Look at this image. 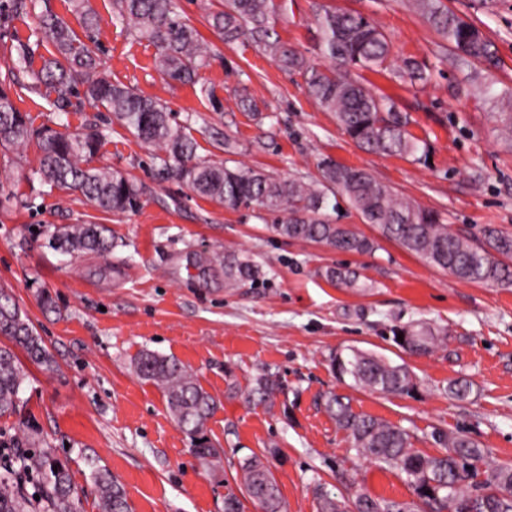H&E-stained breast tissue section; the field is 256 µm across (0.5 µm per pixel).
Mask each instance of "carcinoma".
<instances>
[{"mask_svg": "<svg viewBox=\"0 0 512 512\" xmlns=\"http://www.w3.org/2000/svg\"><path fill=\"white\" fill-rule=\"evenodd\" d=\"M415 8L448 41L455 60L496 66L499 60L492 43L471 21L448 10L442 0H413ZM80 18L83 33H78L62 17L47 10L40 18L35 38L48 39L55 53L43 60L40 69L32 68L28 43L15 46L13 63L27 70L29 88L46 87L55 93L52 105L68 112L85 104L104 109L137 139L164 153L163 171L167 177L185 183L198 196L226 209L242 207L279 216L271 225L277 235L323 244L337 251L371 253L375 241L347 224L331 219L336 211L332 199L343 198L363 221L380 234L398 243L427 264L448 272L459 281L512 285V233L486 224L474 240L448 229L441 213L423 208L398 195L372 174L325 159L320 163L321 180L281 178L237 164L201 161L196 158V143L186 127L171 121L167 107L114 82L98 69L95 50L86 40L94 39L100 18L87 0H69ZM115 15L138 39L155 49L154 64L167 79L194 85L200 69L210 65L213 46L190 21L177 11L176 0H113ZM36 7L35 0H0V31L8 32L12 20ZM286 3L275 0H223L222 9L213 11L203 2L210 27L225 43L247 40L279 67L299 73L309 96L323 110L332 112L347 136L369 152L427 158V143L408 130L410 117L390 96L377 94L353 72H381L388 67L391 44L387 35L370 18L360 14L320 6L316 22L320 31L319 50L330 66L306 61L288 47L276 30V16ZM398 77L416 85L428 81L427 67L406 59ZM37 140L40 180L52 188L76 192L87 202L105 211L123 213L140 205L145 187L128 174L110 167H91L105 135L96 125L75 133L50 128L35 129L6 88L0 87V146L22 150ZM100 224H68L51 235L53 249L63 256L90 253L112 256V239ZM258 270L247 256L224 260L227 283L252 281ZM331 280L344 288H364L353 272L331 270ZM393 334L403 335L397 346L410 354H427L442 340L440 331L425 321L399 327ZM0 335L10 345L0 346V416L12 413L25 373L14 349L23 350L35 363L53 366V356L36 335L27 316L16 305L8 289L0 287ZM142 380L162 390L178 427L193 440V451L210 463L218 449L205 433L206 423L216 409L214 398L197 382L192 370L173 356L149 350L133 360ZM331 368L339 379L351 386L389 394L410 395L417 387L408 368L369 351L351 349L331 358ZM283 390V383L260 375L248 390L256 404H267ZM326 409L336 426L345 431L347 452L363 456L382 469L396 470L416 497L397 502L368 494L340 500L318 483L314 492L323 512H512V464L504 463L486 471L477 480V465L483 449L466 434L437 432L435 440L443 452L427 456L414 449V436L381 418L353 410L348 397L331 393ZM29 437L13 441L12 450L0 453V512H78L74 488L67 466L50 451L24 449ZM42 475L39 499L26 494L29 475ZM99 489V512H128L122 485L105 469L93 471ZM240 491L270 512L268 502L281 497L277 481L263 459L253 454L241 465Z\"/></svg>", "mask_w": 512, "mask_h": 512, "instance_id": "1", "label": "carcinoma"}]
</instances>
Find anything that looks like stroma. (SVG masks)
I'll return each instance as SVG.
<instances>
[{
	"mask_svg": "<svg viewBox=\"0 0 512 512\" xmlns=\"http://www.w3.org/2000/svg\"><path fill=\"white\" fill-rule=\"evenodd\" d=\"M476 23L492 41L499 65L454 63L447 41L410 0H289L276 29L312 63H321L316 6L323 3L373 19L392 46L391 68L363 72L376 93L408 112L409 130L427 140L429 162L358 148L333 113L315 106L298 74L277 67L251 43H224L212 32L200 0H176L179 13L211 41L216 57L197 85L167 81L155 68L156 50L117 21L112 0H89L101 17V70L112 80L162 102L188 128L199 159L225 158L288 178L318 179L328 157L372 173L399 194L438 210L451 231L478 236L485 224L512 233V139L500 132L512 93V0H442ZM72 27L80 20L66 0H38L35 12L14 18L0 37V80L14 40L27 39L45 11ZM424 63L427 82L411 86L395 67ZM17 74L10 92L34 126L75 132L94 123L105 135L95 167L128 173L145 186L138 210L100 212L76 193L43 184L39 151L0 147V286L52 353L48 370L24 361L22 402L0 416V441L35 434L69 466L79 512H98L93 469L105 468L124 487L129 512H224L245 458L269 454L284 512H318L313 488L365 492L407 501L403 475L348 454L346 433L325 410L327 393L349 396L355 411L409 430L417 450H439L437 430L466 429L489 462L512 461V287L461 282L395 242L380 238L353 209L337 214L377 239L356 254L282 238L269 220L202 199L167 178L157 149L139 142L111 113L84 107L53 111L46 91ZM246 88L259 113L241 111L235 91ZM208 96H201V89ZM237 148L225 154V141ZM103 224L112 232V258L63 257L49 246L54 227ZM250 256L256 281L227 287L221 255ZM216 263L198 266V255ZM336 268L360 274L367 289L337 287ZM56 302L45 310L42 294ZM424 320L447 338L425 355L404 353L391 329ZM348 348L371 350L406 364L417 382L411 395L380 394L339 380L330 357ZM142 350L187 365L218 408L207 434L220 450L207 464L175 423L162 392L133 371ZM275 374L285 389L273 405L246 399L252 380ZM467 380L471 394L452 398L448 385Z\"/></svg>",
	"mask_w": 512,
	"mask_h": 512,
	"instance_id": "35a3bbf8",
	"label": "stroma"
}]
</instances>
